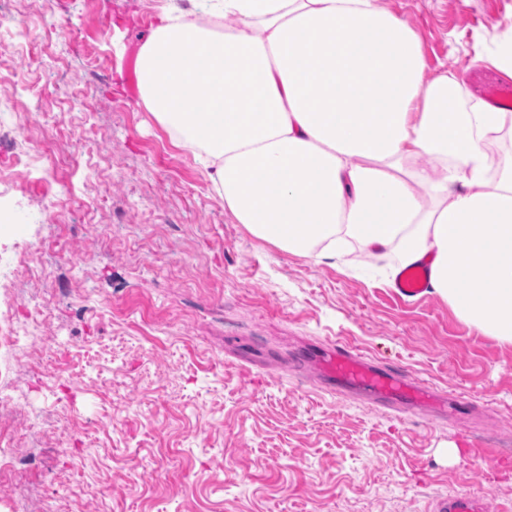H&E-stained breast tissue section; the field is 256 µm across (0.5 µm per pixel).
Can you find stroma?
Returning <instances> with one entry per match:
<instances>
[{
    "label": "stroma",
    "instance_id": "35a3bbf8",
    "mask_svg": "<svg viewBox=\"0 0 512 512\" xmlns=\"http://www.w3.org/2000/svg\"><path fill=\"white\" fill-rule=\"evenodd\" d=\"M168 0H16L34 39L0 58V113L35 171L0 183V512H428L512 505V343L438 294L402 301L397 253H292L252 235L120 76ZM425 79L473 97L512 0H379ZM56 34L40 36L43 19ZM337 344L473 404L397 412L331 390ZM488 510H490L488 503L464 492L452 498L435 499L431 504L430 512H485Z\"/></svg>",
    "mask_w": 512,
    "mask_h": 512
}]
</instances>
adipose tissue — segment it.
Wrapping results in <instances>:
<instances>
[{"instance_id":"ef3b65f1","label":"adipose tissue","mask_w":512,"mask_h":512,"mask_svg":"<svg viewBox=\"0 0 512 512\" xmlns=\"http://www.w3.org/2000/svg\"><path fill=\"white\" fill-rule=\"evenodd\" d=\"M137 68L140 102L206 153L213 191L253 235L429 260L433 290L512 343V167L491 174L485 150L512 114L454 75L425 79L418 37L377 0L172 4Z\"/></svg>"}]
</instances>
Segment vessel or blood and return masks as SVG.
Here are the masks:
<instances>
[{"label": "vessel or blood", "mask_w": 512, "mask_h": 512, "mask_svg": "<svg viewBox=\"0 0 512 512\" xmlns=\"http://www.w3.org/2000/svg\"><path fill=\"white\" fill-rule=\"evenodd\" d=\"M493 106L512 110V79L502 78L484 91ZM430 284L428 265L404 269L396 278L393 293L397 298L424 295ZM315 366L316 373L330 387L357 396L371 397L400 410H443L451 416L468 415V403L442 405L427 387L410 382L405 373L375 365L341 346L325 347L298 357L297 368ZM489 505L469 493L435 499L430 512H488Z\"/></svg>", "instance_id": "b4317fda"}]
</instances>
